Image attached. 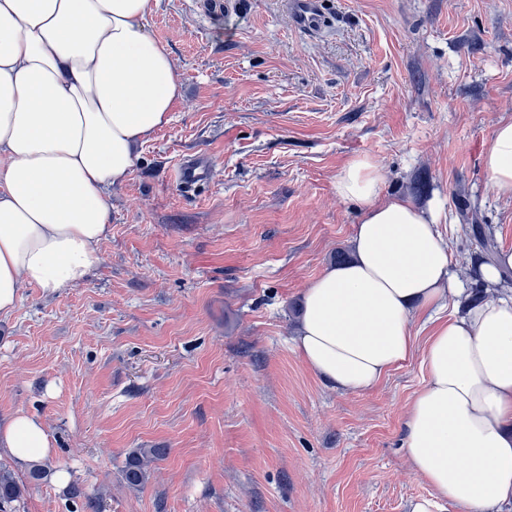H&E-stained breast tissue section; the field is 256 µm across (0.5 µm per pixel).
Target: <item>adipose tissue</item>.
Returning <instances> with one entry per match:
<instances>
[{"label":"adipose tissue","instance_id":"adipose-tissue-1","mask_svg":"<svg viewBox=\"0 0 512 512\" xmlns=\"http://www.w3.org/2000/svg\"><path fill=\"white\" fill-rule=\"evenodd\" d=\"M152 0H0V313L25 287L47 297L88 279L111 218L110 192L138 145L169 124L183 82L148 30ZM490 187L512 197V121L483 157ZM368 157L337 193L357 202L351 257L307 288L295 353L341 392L369 390L418 358L424 376L404 451L430 488L411 512H512V250L474 271L487 296L465 301L450 274L439 214L383 199ZM432 325L418 346L411 320ZM0 446L36 463L51 452L39 419L14 415Z\"/></svg>","mask_w":512,"mask_h":512}]
</instances>
